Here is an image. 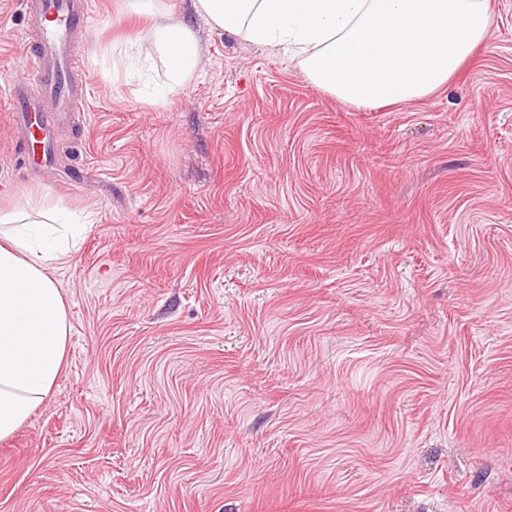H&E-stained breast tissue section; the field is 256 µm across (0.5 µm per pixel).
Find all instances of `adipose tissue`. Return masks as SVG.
Listing matches in <instances>:
<instances>
[{"mask_svg": "<svg viewBox=\"0 0 512 512\" xmlns=\"http://www.w3.org/2000/svg\"><path fill=\"white\" fill-rule=\"evenodd\" d=\"M153 20L129 55L163 57L169 91L201 65L194 30L169 0H129ZM214 27L300 57L318 89L355 106L406 102L446 84L487 37L488 0H192ZM85 225L55 209L0 212V442L52 392L70 322L50 269L77 251Z\"/></svg>", "mask_w": 512, "mask_h": 512, "instance_id": "ef3b65f1", "label": "adipose tissue"}]
</instances>
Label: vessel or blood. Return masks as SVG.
I'll return each mask as SVG.
<instances>
[{"mask_svg":"<svg viewBox=\"0 0 512 512\" xmlns=\"http://www.w3.org/2000/svg\"><path fill=\"white\" fill-rule=\"evenodd\" d=\"M94 0H27L25 25L31 42L13 73L0 83L13 124L23 130L17 154H42L45 167L55 163L56 134L73 112L84 111L88 81L73 54L76 36L91 32Z\"/></svg>","mask_w":512,"mask_h":512,"instance_id":"1","label":"vessel or blood"}]
</instances>
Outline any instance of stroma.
<instances>
[{"label": "stroma", "mask_w": 512, "mask_h": 512, "mask_svg": "<svg viewBox=\"0 0 512 512\" xmlns=\"http://www.w3.org/2000/svg\"><path fill=\"white\" fill-rule=\"evenodd\" d=\"M171 3L203 63L155 104L160 58L113 65L150 16L97 0L54 168L0 100V209L88 225L0 512H512V0L448 83L361 108Z\"/></svg>", "instance_id": "obj_1"}]
</instances>
